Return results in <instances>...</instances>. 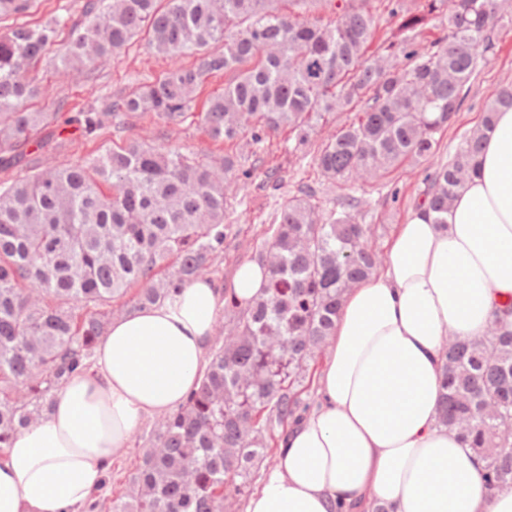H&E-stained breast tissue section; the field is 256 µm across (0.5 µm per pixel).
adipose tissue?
Returning <instances> with one entry per match:
<instances>
[{"label": "adipose tissue", "instance_id": "adipose-tissue-1", "mask_svg": "<svg viewBox=\"0 0 512 512\" xmlns=\"http://www.w3.org/2000/svg\"><path fill=\"white\" fill-rule=\"evenodd\" d=\"M268 269L229 285L198 277L172 299L113 319L91 366L56 389L50 410L0 457V512H87L147 417L198 389L227 299L248 306ZM512 108L494 118L478 170L434 223L397 225L385 263L351 288L316 372L317 399L289 427L245 512H512V486L489 490L483 461L438 422L448 338L512 332Z\"/></svg>", "mask_w": 512, "mask_h": 512}]
</instances>
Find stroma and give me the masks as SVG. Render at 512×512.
<instances>
[{"label":"stroma","mask_w":512,"mask_h":512,"mask_svg":"<svg viewBox=\"0 0 512 512\" xmlns=\"http://www.w3.org/2000/svg\"><path fill=\"white\" fill-rule=\"evenodd\" d=\"M83 3L84 0H33L29 11L20 16L19 21L35 26L60 16L76 23L83 19ZM493 41L495 48L488 53L486 63L479 65L464 88L455 123L439 134L433 160L389 170L373 181L331 184L319 175L314 165L313 158L322 141L337 128L354 121L355 115L351 112L325 115L304 145L285 128L260 145L252 144L246 135L233 142L215 144L201 133L196 123L188 121L172 131L149 119L141 120L125 132L113 134L111 142L119 145L126 138H140L179 149L192 158L214 162L227 153L238 155L242 169L248 170L251 177L246 180L233 176L224 184L225 221L232 224L233 233L224 242L223 255L214 263L211 277L216 281L229 282L239 265L256 259L260 246L272 239L277 214L302 190L310 193L312 202L324 213L336 208L341 197H356L358 219L369 227L367 244L383 253L394 225L404 221L427 191V176L434 165L447 163L455 154L465 137L481 122L486 103L496 91L512 86V11L498 21ZM170 65L169 59L148 53L141 37L135 38L105 69L92 75L57 72L47 59L37 66L35 74L48 92L32 101L30 109L53 112L62 102L67 110L75 111L93 102L99 94L119 97L139 84L153 81ZM158 423V418H147L133 432L124 453L112 466L102 498L125 494L129 478Z\"/></svg>","instance_id":"obj_1"}]
</instances>
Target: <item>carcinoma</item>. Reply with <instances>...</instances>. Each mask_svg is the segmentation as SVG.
Instances as JSON below:
<instances>
[{
  "mask_svg": "<svg viewBox=\"0 0 512 512\" xmlns=\"http://www.w3.org/2000/svg\"><path fill=\"white\" fill-rule=\"evenodd\" d=\"M31 0H0V20ZM85 0V21L55 18L41 27L0 29V171L35 151H63L72 127L88 141L150 118L178 127L193 117L214 143L250 134L252 143L288 128L308 140L329 112L358 110L315 156L331 181L375 177L406 162L434 157L454 120L461 93L493 48L499 21L493 0H427L423 14L388 0L398 19L387 56H369L376 20L370 0ZM324 4L333 17L315 15ZM446 33L423 46L429 16ZM70 27L58 68L95 70L137 35L162 56L191 54L155 81L118 99L105 97L67 117L32 112L43 93L31 75ZM224 74V91L196 110L206 80ZM512 108V88L487 105L481 125L453 158L429 174L418 206L442 214L476 172L494 115ZM238 156L195 161L135 139L104 148L80 164L39 162L0 182V453L15 431L41 415L53 391L89 368L112 319V302L136 290L135 306L161 302L205 275L233 227L224 223V178ZM319 215L293 197L279 214L259 261L269 268L267 295L244 309L232 300L224 344L201 384L159 423L108 512H224L225 492L253 480L276 429L299 421L310 363L329 344L342 300L382 256L351 209ZM439 423L457 431L485 462L491 488L512 485V333L496 327L475 341L446 347Z\"/></svg>",
  "mask_w": 512,
  "mask_h": 512,
  "instance_id": "carcinoma-1",
  "label": "carcinoma"
}]
</instances>
